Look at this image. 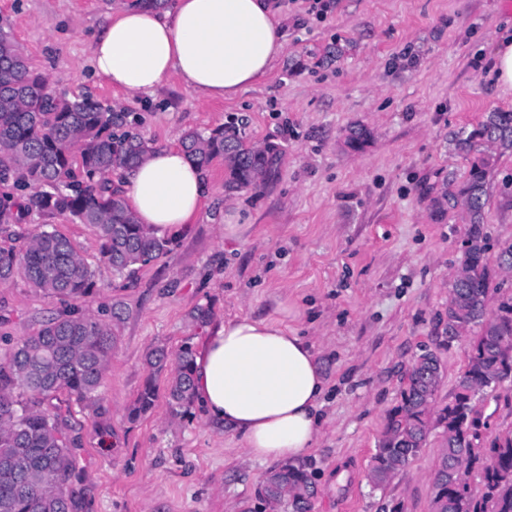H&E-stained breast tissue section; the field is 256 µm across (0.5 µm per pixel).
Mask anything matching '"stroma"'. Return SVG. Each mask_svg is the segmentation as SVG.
Here are the masks:
<instances>
[{"instance_id": "stroma-1", "label": "stroma", "mask_w": 512, "mask_h": 512, "mask_svg": "<svg viewBox=\"0 0 512 512\" xmlns=\"http://www.w3.org/2000/svg\"><path fill=\"white\" fill-rule=\"evenodd\" d=\"M130 3L0 0V18L52 89L132 113L149 146L240 122L247 145L276 146L280 164L274 180L231 193L223 160H213L202 212L129 280L101 262L90 225L37 213L0 225L1 249L42 224L68 237L95 272L79 307L112 316L98 412L64 393L55 401L76 440L78 512H269L255 492L272 464L247 458L198 406L173 412L170 373L151 376L146 364L154 348L174 354L206 336L190 318L199 305L215 323L283 321L313 345L326 392L316 445L299 463L314 488L310 512H380L385 503L430 512L441 429L385 489H373L370 470L416 355L442 361L439 408L466 368L467 340L448 339V293L471 220L464 190L478 171L493 244L489 310L512 294L495 250L512 243V147L483 133L491 113H512V92L494 75L512 0H334L322 21L304 0H277L281 55L262 82L224 100L195 95L175 76L150 97L94 76L93 37L105 14ZM355 129L366 133L358 144ZM59 308L23 277L1 283L0 359L5 339L35 332ZM150 377L155 405L130 419Z\"/></svg>"}]
</instances>
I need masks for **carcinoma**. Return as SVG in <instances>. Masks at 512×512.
Here are the masks:
<instances>
[{
    "label": "carcinoma",
    "instance_id": "1",
    "mask_svg": "<svg viewBox=\"0 0 512 512\" xmlns=\"http://www.w3.org/2000/svg\"><path fill=\"white\" fill-rule=\"evenodd\" d=\"M127 113L103 105L91 95L69 99L49 90L45 76L31 68L10 33L0 26V223L13 209L65 215L95 229L101 260L114 275L128 278L148 261L166 253L169 242L150 235L129 211L110 175L142 162L150 147L127 129ZM488 136L512 144V113L490 117ZM188 157L201 167L227 162L225 187L237 191L276 169L273 146H247L234 126L205 135L189 131L181 139ZM488 237L471 222L459 269L448 298V340L476 331L465 372L452 401L433 413L442 379L440 360L420 355L407 373L401 405L389 417L374 455L371 483L383 489L421 451L432 426L448 434L433 478L430 512H512V429L486 442L477 396L512 381V298L487 310ZM23 276L65 309L32 335L12 343L0 363V512H77L73 491L75 439L52 400L65 391L92 407L96 404L114 338L110 325L82 312L72 302L90 294L94 271L74 244L55 231L39 230L25 245L0 249V282ZM191 345L174 359L163 349L146 356L152 374L174 362L168 400L182 413L193 402ZM20 388L31 395L21 402ZM156 387L149 379L130 416L153 408ZM308 473L286 466L259 484L263 502H279L284 512H309Z\"/></svg>",
    "mask_w": 512,
    "mask_h": 512
}]
</instances>
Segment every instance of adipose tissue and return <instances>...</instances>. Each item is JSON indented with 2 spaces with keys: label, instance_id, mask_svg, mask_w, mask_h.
<instances>
[{
  "label": "adipose tissue",
  "instance_id": "ef3b65f1",
  "mask_svg": "<svg viewBox=\"0 0 512 512\" xmlns=\"http://www.w3.org/2000/svg\"><path fill=\"white\" fill-rule=\"evenodd\" d=\"M283 42L269 0H173L163 11L108 13L93 40L95 74L131 95L153 94L170 75L190 92L231 98L260 82ZM124 195L151 234L172 235L204 208L203 171L176 146L151 149L124 174ZM194 401L239 435L248 456L293 462L317 437L325 381L312 346L272 319L214 325L194 358Z\"/></svg>",
  "mask_w": 512,
  "mask_h": 512
}]
</instances>
